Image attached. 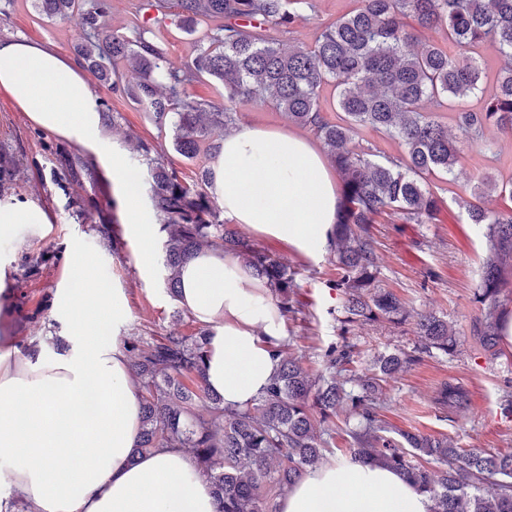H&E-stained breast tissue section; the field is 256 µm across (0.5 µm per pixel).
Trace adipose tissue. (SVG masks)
I'll list each match as a JSON object with an SVG mask.
<instances>
[{
  "instance_id": "adipose-tissue-1",
  "label": "adipose tissue",
  "mask_w": 512,
  "mask_h": 512,
  "mask_svg": "<svg viewBox=\"0 0 512 512\" xmlns=\"http://www.w3.org/2000/svg\"><path fill=\"white\" fill-rule=\"evenodd\" d=\"M0 88L41 128L111 152L108 116L84 75L57 49L0 40ZM56 89L49 99L47 89ZM225 218L306 250L332 245L336 180L321 152L285 130L241 125L224 137L211 188ZM179 304L209 329L206 383L234 409L259 397L279 366L282 319L262 282L231 252L204 249L179 270ZM68 347L0 345V512H217L194 458L181 448L136 453L137 380L125 350L95 320L121 321L98 289L53 302ZM428 498L384 466L324 463L277 512H429Z\"/></svg>"
}]
</instances>
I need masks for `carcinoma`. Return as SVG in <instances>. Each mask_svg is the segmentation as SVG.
Segmentation results:
<instances>
[{
	"instance_id": "carcinoma-1",
	"label": "carcinoma",
	"mask_w": 512,
	"mask_h": 512,
	"mask_svg": "<svg viewBox=\"0 0 512 512\" xmlns=\"http://www.w3.org/2000/svg\"><path fill=\"white\" fill-rule=\"evenodd\" d=\"M294 0H177L185 24L214 21L191 64L166 66L160 30L136 26L133 36L107 28L108 0H36L40 14L80 17L72 43L76 61L100 84L125 94L159 126L172 125L173 148L195 158L201 144L231 129L237 105L271 100L288 121L318 139L340 179L333 236L345 294L346 322H406L411 313L394 292L378 286L374 242L364 226L397 213L409 224L437 219L441 198L423 181L425 173L454 180L459 148L449 137L440 112L449 101L484 92L486 73L476 55L489 43L504 64L494 76L493 93L478 109L451 108L458 130L479 140L494 125L512 132V0H362L355 12L325 26L311 49L287 41L298 15ZM435 30L448 47L421 42L417 32ZM457 49L453 54L450 48ZM140 73L134 85L122 84L120 65ZM202 75L222 88L221 100L193 97L187 86ZM338 90L339 121L328 120L319 91L327 81ZM369 127L398 140L399 156L379 155L355 140ZM140 187L165 234L163 265L171 297H177L179 267L204 248L236 253L268 288L281 317L296 313L295 273L276 256L257 249L232 224L220 219L210 194L213 173L190 185L165 165L162 150L144 141L132 146ZM57 186L94 170L62 154L52 160ZM16 159L0 155V194L14 184ZM512 200V179L486 178L469 200H456L471 224L487 225V256L477 287L484 315L473 335L497 352L506 310L512 303L507 270L512 269V207L489 211L484 190ZM422 349L445 354L455 346L448 321L429 313L415 323ZM208 332L170 334L160 339L129 340L125 350L142 401L136 452L158 447L186 449L210 480L217 512H272L270 496H282L303 474L326 460L325 435L338 409L348 405L360 417L351 432L347 456L400 473L412 488L428 496L429 512H512V453L463 450L448 440L400 431L403 443L387 436L380 416V387L404 371L410 356L391 354L375 372L354 379V387L336 380V370L352 362V346H332L324 367L313 372L302 357L278 350L280 367L266 391L243 408L226 409L205 386ZM439 401L460 406L463 391L444 386ZM436 463L439 469L427 465Z\"/></svg>"
}]
</instances>
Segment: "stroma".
<instances>
[{
  "mask_svg": "<svg viewBox=\"0 0 512 512\" xmlns=\"http://www.w3.org/2000/svg\"><path fill=\"white\" fill-rule=\"evenodd\" d=\"M359 0H311L300 7L293 41L313 46L321 24L356 10ZM79 30L77 17L47 18L38 14L34 0H13L0 17V39L25 38L69 52ZM199 32L185 24H169L163 44L170 67L184 68L196 55ZM101 100L115 119L108 135L121 151L106 161L83 148L52 135L34 124L10 95L0 89V149L15 156L20 172L0 211L13 221L0 235V342L15 345L60 332L50 301L67 288H105L117 293L126 314L117 326H105L103 335L118 342L170 333L195 336L203 326L190 313H179L170 296L161 263L163 236L144 245L137 225L153 223L146 196L128 203L119 181L95 183L82 180L60 189L51 177L55 151L79 158L98 169L131 166L129 139L163 145L164 162L195 182L209 161L198 156L189 161L178 154L170 127H158L145 112L120 94L98 87ZM460 158L454 183L432 181L443 199L436 221L407 224L396 214L378 218L368 233L375 242V262L380 287L393 290L412 313H433L447 320L457 343L451 354L418 352L419 338L413 322L395 325L386 321L345 323L344 294L337 288L336 265L330 252H308L285 242L266 238L242 227L241 232L259 249L283 258L296 273L301 311L286 320L285 346L289 355L303 357L320 369L325 350L349 342L354 348L351 368L362 373L377 358L407 354L413 361L401 373L386 379L382 418L390 433L410 431L448 439L455 447L477 448L489 453L512 451V345L500 341L497 352L484 350L472 334L481 316L474 299L487 254L486 228L468 223L457 198H470L482 177L502 181L512 175V135L487 127L481 143L459 139ZM93 203L92 217L78 219L73 202ZM28 207L41 209L46 222L33 227L18 220ZM113 224V242L102 240L96 227ZM81 251L93 262L92 270L72 265L70 257ZM148 261H141L143 251ZM50 257L37 274H27L26 260L41 252ZM459 387L466 396L461 408L438 401L444 384Z\"/></svg>",
  "mask_w": 512,
  "mask_h": 512,
  "instance_id": "obj_1",
  "label": "stroma"
}]
</instances>
